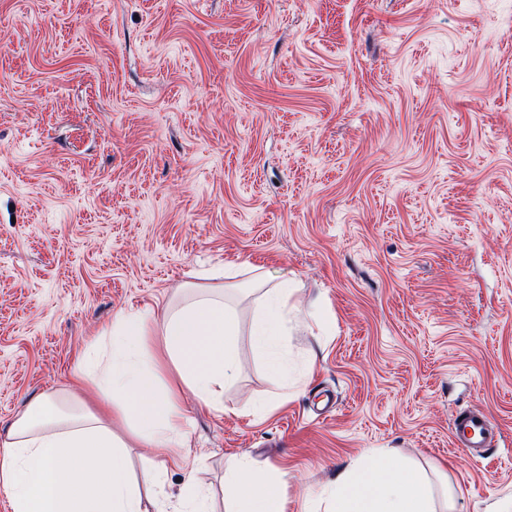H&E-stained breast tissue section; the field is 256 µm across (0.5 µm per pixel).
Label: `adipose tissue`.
<instances>
[{
    "mask_svg": "<svg viewBox=\"0 0 512 512\" xmlns=\"http://www.w3.org/2000/svg\"><path fill=\"white\" fill-rule=\"evenodd\" d=\"M235 275L227 267L187 283V299L161 320L117 316L81 354L68 387L27 403L0 432V492L13 512H144L127 450L134 442L159 452L188 447L182 390L222 408L237 368L236 319L224 299ZM292 293L284 281L254 305L251 340L274 370L286 360ZM117 422L127 435L113 431ZM224 484L226 512H284L276 484L260 481L248 459L226 471ZM325 495L333 512H436L422 475L392 452L340 470Z\"/></svg>",
    "mask_w": 512,
    "mask_h": 512,
    "instance_id": "1",
    "label": "adipose tissue"
}]
</instances>
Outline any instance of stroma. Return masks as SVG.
Wrapping results in <instances>:
<instances>
[{
    "mask_svg": "<svg viewBox=\"0 0 512 512\" xmlns=\"http://www.w3.org/2000/svg\"><path fill=\"white\" fill-rule=\"evenodd\" d=\"M231 265L224 409L132 449L188 475L287 472L286 512L394 448L449 512L512 499V0H0V427L64 388L116 315ZM294 284L288 373L253 277ZM487 414L480 457L456 448ZM490 425L486 415L470 410L460 412L454 420L452 432L459 448H487L485 435Z\"/></svg>",
    "mask_w": 512,
    "mask_h": 512,
    "instance_id": "35a3bbf8",
    "label": "stroma"
}]
</instances>
